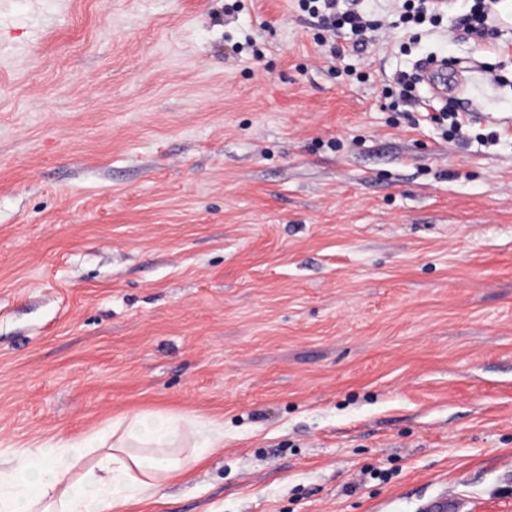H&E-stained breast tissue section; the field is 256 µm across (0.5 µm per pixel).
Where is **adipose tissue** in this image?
<instances>
[{
	"label": "adipose tissue",
	"mask_w": 512,
	"mask_h": 512,
	"mask_svg": "<svg viewBox=\"0 0 512 512\" xmlns=\"http://www.w3.org/2000/svg\"><path fill=\"white\" fill-rule=\"evenodd\" d=\"M224 444L221 429L161 413L0 458V512H123Z\"/></svg>",
	"instance_id": "adipose-tissue-1"
}]
</instances>
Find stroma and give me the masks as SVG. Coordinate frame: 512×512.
I'll return each mask as SVG.
<instances>
[{"label":"stroma","instance_id":"1","mask_svg":"<svg viewBox=\"0 0 512 512\" xmlns=\"http://www.w3.org/2000/svg\"><path fill=\"white\" fill-rule=\"evenodd\" d=\"M401 4L340 61L298 0H0V452L171 412L224 448L126 512H512V26ZM424 2L430 3L432 7L424 9L420 7V4L417 6L411 3V0L402 1V8L404 13L402 14V18L405 23L414 22V23H423L427 19V15L429 14V21L431 23H436L440 17V10H448V2L439 3L440 1H430V0H421Z\"/></svg>","mask_w":512,"mask_h":512}]
</instances>
